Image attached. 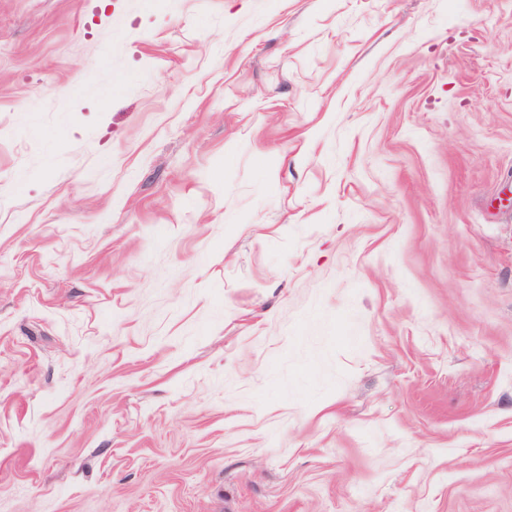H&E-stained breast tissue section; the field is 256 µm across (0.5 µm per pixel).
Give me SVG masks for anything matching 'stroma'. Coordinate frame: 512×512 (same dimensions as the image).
Wrapping results in <instances>:
<instances>
[{
	"mask_svg": "<svg viewBox=\"0 0 512 512\" xmlns=\"http://www.w3.org/2000/svg\"><path fill=\"white\" fill-rule=\"evenodd\" d=\"M0 512H512V0H0Z\"/></svg>",
	"mask_w": 512,
	"mask_h": 512,
	"instance_id": "obj_1",
	"label": "stroma"
}]
</instances>
